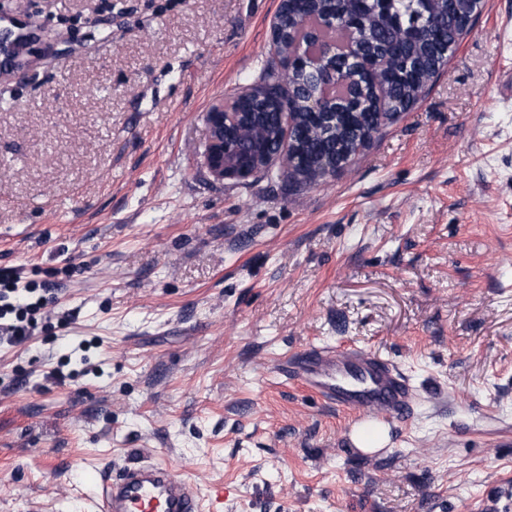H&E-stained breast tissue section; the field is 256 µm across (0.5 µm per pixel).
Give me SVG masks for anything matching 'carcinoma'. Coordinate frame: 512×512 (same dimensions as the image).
Returning a JSON list of instances; mask_svg holds the SVG:
<instances>
[{
    "label": "carcinoma",
    "instance_id": "cac0c4a2",
    "mask_svg": "<svg viewBox=\"0 0 512 512\" xmlns=\"http://www.w3.org/2000/svg\"><path fill=\"white\" fill-rule=\"evenodd\" d=\"M477 11V0H288L282 6L278 54L288 72L266 67L260 85L239 98L233 111L261 113L262 143L281 145L278 113H297V181H314L334 157H351L378 132L377 113L408 111L448 62ZM448 19V27L437 23ZM288 82V93H260L268 82ZM333 116L308 125L311 104Z\"/></svg>",
    "mask_w": 512,
    "mask_h": 512
}]
</instances>
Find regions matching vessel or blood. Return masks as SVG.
<instances>
[{
	"instance_id": "1",
	"label": "vessel or blood",
	"mask_w": 512,
	"mask_h": 512,
	"mask_svg": "<svg viewBox=\"0 0 512 512\" xmlns=\"http://www.w3.org/2000/svg\"><path fill=\"white\" fill-rule=\"evenodd\" d=\"M288 363L329 403L355 412L399 420L413 410L414 389L391 362L362 350L308 347ZM99 512H202L196 487L160 462L120 468L101 482Z\"/></svg>"
}]
</instances>
